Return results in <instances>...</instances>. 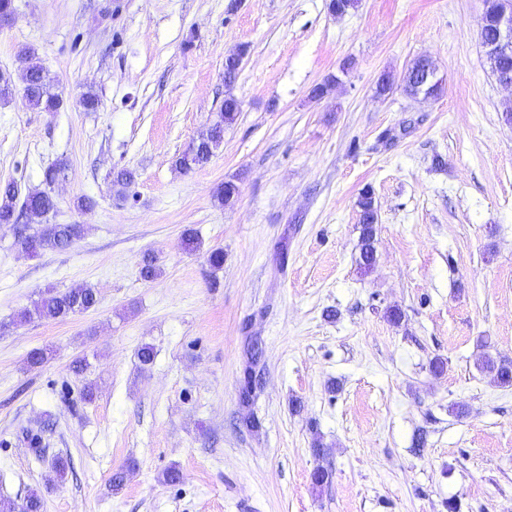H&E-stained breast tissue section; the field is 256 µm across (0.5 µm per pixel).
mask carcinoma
<instances>
[{"label":"carcinoma","mask_w":512,"mask_h":512,"mask_svg":"<svg viewBox=\"0 0 512 512\" xmlns=\"http://www.w3.org/2000/svg\"><path fill=\"white\" fill-rule=\"evenodd\" d=\"M482 44L486 47V56L492 74L512 73V56L503 57L490 49L495 40L493 26L489 25L481 33ZM27 66L21 75L22 86L20 91L23 97L33 109L42 112H56L61 107V99L52 93L46 83L42 65L35 61L31 52L25 53ZM399 86L408 95L416 96L421 93H429L433 96L441 92L440 86L429 87L410 74L397 80L387 73L378 80L376 93L386 96L393 92L394 87ZM239 103L232 97L224 98V108L219 113L217 120L193 142L176 160L180 169L190 172L202 166L211 159L213 150L222 142L224 126L234 122ZM62 170V165H56L45 171V188H35L26 194H21L18 184L14 181L0 182V224H16L20 211L28 215L30 223L35 225L31 233L19 231L18 243L22 250L31 256H38L47 251L63 250L74 240L85 233L83 224H51L45 218L57 207V201L52 195L51 185L56 181ZM357 206L360 212V267L368 270L375 260V224L378 214L375 201L370 191L365 190L359 196ZM98 301L95 289L82 286L71 288L65 292H56L52 289L45 291L33 308L21 313V318H66L76 313H81L94 307ZM483 371L491 374L494 380L502 387L512 386V365L487 353L481 361ZM42 497L31 492L22 502L8 507V512H42Z\"/></svg>","instance_id":"obj_1"}]
</instances>
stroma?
Instances as JSON below:
<instances>
[{
    "label": "stroma",
    "mask_w": 512,
    "mask_h": 512,
    "mask_svg": "<svg viewBox=\"0 0 512 512\" xmlns=\"http://www.w3.org/2000/svg\"><path fill=\"white\" fill-rule=\"evenodd\" d=\"M328 4L15 0L0 72L19 79L33 50L63 105L0 102V182L38 187L64 163L49 220L87 231L32 257L0 224V502L35 490L43 512H512V387L480 368L487 351L512 362V88L486 62L482 0ZM419 56L439 97H377L383 72ZM87 91L95 110L78 103ZM229 94L240 110L211 161L180 171ZM121 168L137 172L123 193L109 177ZM227 181L229 206L215 197ZM83 196L95 207L77 209ZM82 285L94 308L20 319L42 291ZM36 349L49 356L32 368ZM320 466L332 481L318 490ZM357 206L360 212V267L369 270L375 260V224L378 214L372 193L365 190L359 196Z\"/></svg>",
    "instance_id": "obj_1"
}]
</instances>
